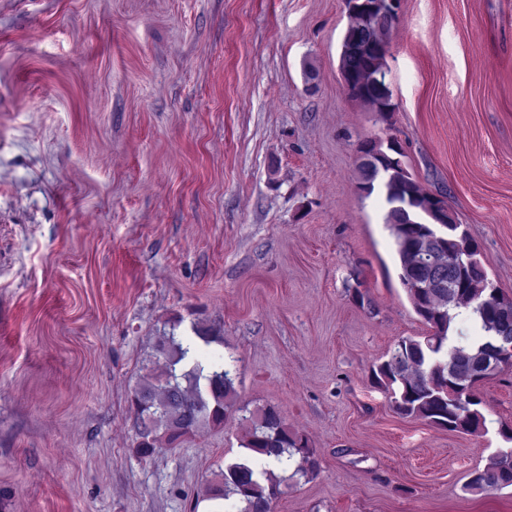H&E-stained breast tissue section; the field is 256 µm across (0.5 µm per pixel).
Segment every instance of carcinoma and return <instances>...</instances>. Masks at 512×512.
I'll return each instance as SVG.
<instances>
[{
  "label": "carcinoma",
  "mask_w": 512,
  "mask_h": 512,
  "mask_svg": "<svg viewBox=\"0 0 512 512\" xmlns=\"http://www.w3.org/2000/svg\"><path fill=\"white\" fill-rule=\"evenodd\" d=\"M350 19L340 55V74L348 98L369 107L384 121L397 104L384 81L386 54L371 53V44H386L392 22L382 21L384 0H343ZM370 158L357 165L358 188L365 195L381 188L386 202H409V213L387 210L385 223L395 238L400 280L415 313L429 327L421 338L403 337L388 358L372 368L375 382L390 398L392 411L416 418L450 432L473 434L485 426L478 382L497 374L489 367L477 369L479 355L503 337H512V298L491 295L490 278L480 259L479 246L462 225L436 224L429 217L435 197L423 192L402 161L397 142L367 139ZM480 322L483 335L466 347L450 346L449 330L461 311ZM182 318L169 322L156 345V368L138 383L131 398L134 452L150 458L161 448H173L183 438L207 428L224 425L235 412L237 390L224 357H207L204 349L224 344V337L210 326L192 325L203 346L191 347L180 332ZM248 422L240 447L252 461L238 458L224 466L210 481L205 496L215 512H274L288 482L311 479L320 460L303 434L288 427L273 407L242 416ZM512 486V457L492 455L467 484L475 492ZM232 501L226 510V501Z\"/></svg>",
  "instance_id": "carcinoma-1"
}]
</instances>
